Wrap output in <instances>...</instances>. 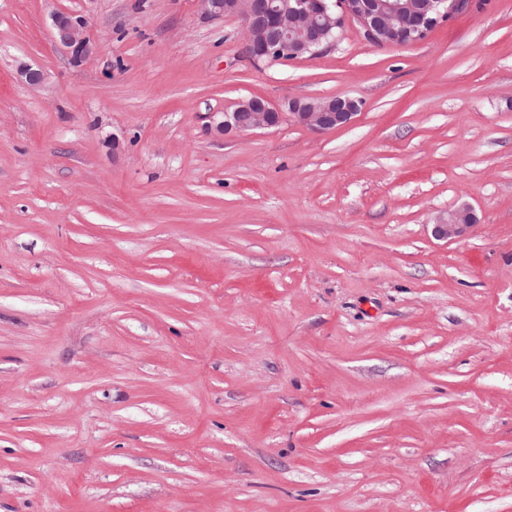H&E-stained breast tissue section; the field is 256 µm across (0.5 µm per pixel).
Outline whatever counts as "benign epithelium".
<instances>
[{"label":"benign epithelium","instance_id":"7a95c632","mask_svg":"<svg viewBox=\"0 0 512 512\" xmlns=\"http://www.w3.org/2000/svg\"><path fill=\"white\" fill-rule=\"evenodd\" d=\"M209 17L235 15L244 25L248 53L254 60H296L319 54L336 40L346 20L355 21L366 40L376 46H406L425 39L429 28L448 21L463 0H197ZM57 42L75 62L96 53L87 36V18L58 11L53 15ZM359 102L347 96L297 98L287 106L265 98L241 99L211 114V127L220 134L276 128L283 121L314 131L329 132L348 126L358 114ZM473 210L461 206L438 216L432 234L451 241L476 224Z\"/></svg>","mask_w":512,"mask_h":512}]
</instances>
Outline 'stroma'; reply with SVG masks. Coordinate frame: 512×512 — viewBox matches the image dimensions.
<instances>
[{
	"instance_id": "obj_1",
	"label": "stroma",
	"mask_w": 512,
	"mask_h": 512,
	"mask_svg": "<svg viewBox=\"0 0 512 512\" xmlns=\"http://www.w3.org/2000/svg\"><path fill=\"white\" fill-rule=\"evenodd\" d=\"M0 512H512V0L278 63L196 0H0ZM87 23L85 16L74 12L58 11L53 15L55 39L75 62H80L97 51L95 42L87 36ZM359 107L358 101L341 95L292 99L286 107L252 96L239 100L224 112L212 113L210 126L218 133L228 135L276 128L288 120L302 128L323 133L351 124ZM476 222L473 210L469 206H461L439 215L433 224L432 234L436 239L448 242L461 236Z\"/></svg>"
}]
</instances>
